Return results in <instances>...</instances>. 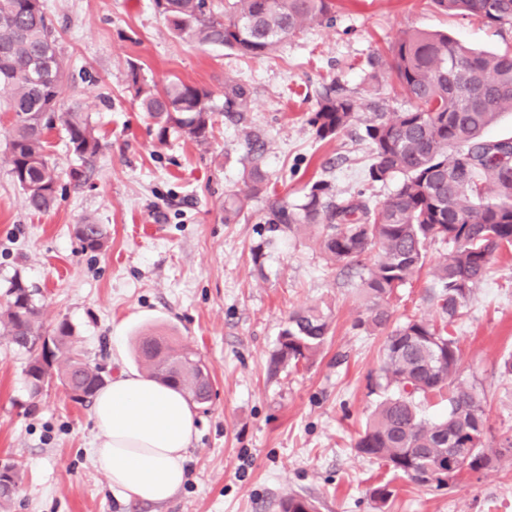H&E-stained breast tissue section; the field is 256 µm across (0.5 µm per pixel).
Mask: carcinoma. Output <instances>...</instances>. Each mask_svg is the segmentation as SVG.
<instances>
[{
    "mask_svg": "<svg viewBox=\"0 0 512 512\" xmlns=\"http://www.w3.org/2000/svg\"><path fill=\"white\" fill-rule=\"evenodd\" d=\"M448 14L477 16L491 24L512 25V0H432ZM174 35L202 44L226 47L240 56L274 53L280 43L332 9V0H232L216 12L209 0H154ZM370 79L388 72L396 94L409 102L400 112H373L365 136L373 156L369 180H403L388 200L373 204L363 194L339 197L332 184L318 180L302 203L274 201L264 232L266 243L298 232L317 239L333 263L360 266L366 317L357 326L384 336L378 386L389 392L366 421L354 448L383 462L415 484L435 483L453 458L461 468L479 470L512 454V440L487 448L486 404L480 393L459 382L460 353L448 326L460 316L471 293L487 276L493 255L512 247V136L487 138L484 131L502 112H512V52L479 51L446 34L427 30L402 33L390 54L370 62ZM65 65L43 0H0V92L9 93L14 123L8 133L10 173L26 207L50 210L56 199L61 168L46 154V135L61 124L72 154L86 164L101 151V139L87 114L57 110ZM128 85L143 111L153 119L158 140L169 134L199 144L213 129L211 93L179 79L163 86L146 80L131 67ZM227 114L247 105L244 88L225 85ZM359 120L356 101L329 88L309 113L307 124L320 140L332 139ZM266 175L251 167L244 184L248 195L260 194ZM85 250L106 244L103 225L86 220L80 234ZM450 245L429 274L428 295L437 319L408 318L392 325L390 300L426 265L427 245ZM376 252L373 263L363 256ZM39 291L19 279L7 289L0 312V334L29 354L30 392L42 394L60 384L76 403H85L105 384L100 366L74 346V329L60 321L54 334L43 332ZM330 318L319 306L293 311L281 331L270 361L309 364L323 349ZM139 356L147 375L194 403H208L213 383L199 354L167 336L141 339ZM448 398V411L429 421L420 402ZM434 474L433 481L425 478ZM21 481L9 463L0 474V502L9 501ZM280 512H317L315 501L290 495Z\"/></svg>",
    "mask_w": 512,
    "mask_h": 512,
    "instance_id": "obj_1",
    "label": "carcinoma"
}]
</instances>
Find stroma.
Masks as SVG:
<instances>
[{
    "instance_id": "obj_1",
    "label": "stroma",
    "mask_w": 512,
    "mask_h": 512,
    "mask_svg": "<svg viewBox=\"0 0 512 512\" xmlns=\"http://www.w3.org/2000/svg\"><path fill=\"white\" fill-rule=\"evenodd\" d=\"M63 49V108L89 115L103 147L80 165L63 128L46 151L64 174L54 206L27 209L6 162L13 113L0 109V308L14 279L38 288L41 320L75 329V346L112 375L141 372L135 342L156 333L195 349L213 380L197 409L186 480L160 505L112 490L93 462L90 407L55 385L31 397L29 356L0 336V461L22 481L8 512H279L292 494L319 512H512V461L456 475L448 488L413 484L359 455L358 433L384 393L376 385L383 337L357 328L365 308L358 269L330 265L315 240L291 234L264 246L268 203H300L325 179L337 195L365 192L386 201L400 180L367 179L363 118L375 105L407 109L392 79L368 78L369 58L387 54L402 32L441 31L481 50H512V26L446 14L431 0H335L330 15L286 39L269 57L245 58L174 36L153 0H45ZM162 85L178 78L210 91L218 111L208 144L157 127L128 89L130 65ZM242 85L246 108L225 116L226 83ZM341 86L361 121L320 140L305 122L321 94ZM267 175L263 192L238 219L224 200L241 192L245 167ZM82 167L81 181L69 171ZM103 224L106 247L84 250L85 219ZM428 272L392 302L395 322L431 318ZM324 305L332 322L322 354L296 371L271 373L279 334L295 309ZM460 379L486 399L485 442L512 436V249L499 251L452 329ZM388 486L384 505L371 492Z\"/></svg>"
}]
</instances>
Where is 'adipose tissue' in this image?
<instances>
[{
	"label": "adipose tissue",
	"instance_id": "ef3b65f1",
	"mask_svg": "<svg viewBox=\"0 0 512 512\" xmlns=\"http://www.w3.org/2000/svg\"><path fill=\"white\" fill-rule=\"evenodd\" d=\"M92 416V457L112 489L139 502L169 501L185 480L187 450L197 432L185 397L123 373L97 392Z\"/></svg>",
	"mask_w": 512,
	"mask_h": 512
}]
</instances>
